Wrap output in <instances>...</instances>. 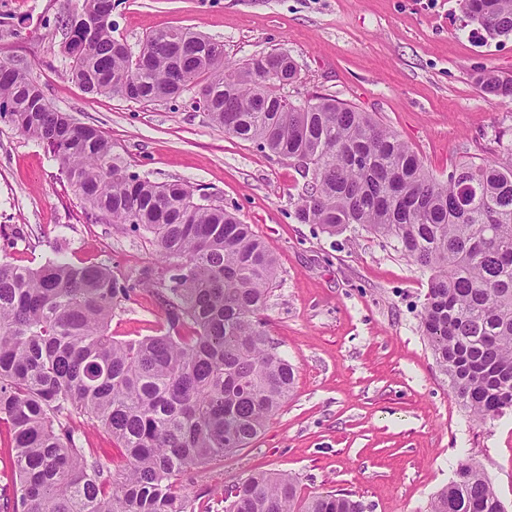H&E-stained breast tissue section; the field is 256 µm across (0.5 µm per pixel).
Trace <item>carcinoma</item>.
<instances>
[{"label":"carcinoma","instance_id":"1","mask_svg":"<svg viewBox=\"0 0 512 512\" xmlns=\"http://www.w3.org/2000/svg\"><path fill=\"white\" fill-rule=\"evenodd\" d=\"M462 5L489 36L512 34V0ZM55 25L84 92L154 102L193 91L224 134L311 173L302 223L395 243L429 273L421 329L462 407L482 422L512 410V157L438 178L368 113L325 95L286 97L298 69L291 60L280 76L281 52L234 65L224 45L172 27L135 53L112 35V0H78ZM477 84L491 102L512 98V77ZM2 122L45 148L87 219L150 233L157 259L136 277L94 263L0 262V425L18 481L0 512H194L180 476L247 447L293 391L295 368L264 329L276 257L207 193L130 170L100 129L53 108L1 59ZM141 288L163 308L164 331L117 339L112 314ZM77 415L123 449V471L86 452ZM224 502V512H363L349 494L303 496L278 473L225 489ZM429 512L505 510L465 458Z\"/></svg>","mask_w":512,"mask_h":512}]
</instances>
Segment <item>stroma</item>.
<instances>
[{
  "label": "stroma",
  "instance_id": "obj_1",
  "mask_svg": "<svg viewBox=\"0 0 512 512\" xmlns=\"http://www.w3.org/2000/svg\"><path fill=\"white\" fill-rule=\"evenodd\" d=\"M74 0H0V60L27 69L47 101L97 126L132 170L184 180L234 209L278 261L265 330L296 368L294 391L248 447L180 477L195 512H223L215 489L261 472L294 477L301 494L342 491L366 512H427L456 463L473 458L512 512V411L472 420L420 329L428 277L393 244L361 229L336 235L300 223L305 179L290 161L225 135L194 93L134 103L84 93L68 76L54 25ZM113 35L139 50L146 35L184 27L223 43L242 64L287 53L291 98L331 95L372 113L444 178L465 161L512 154V100L484 99L476 76L512 77V35L488 39L461 0H112ZM0 260L63 259L124 275L154 265L147 237L91 223L43 146L0 124ZM162 307L141 291L118 307L112 336L159 333Z\"/></svg>",
  "mask_w": 512,
  "mask_h": 512
}]
</instances>
